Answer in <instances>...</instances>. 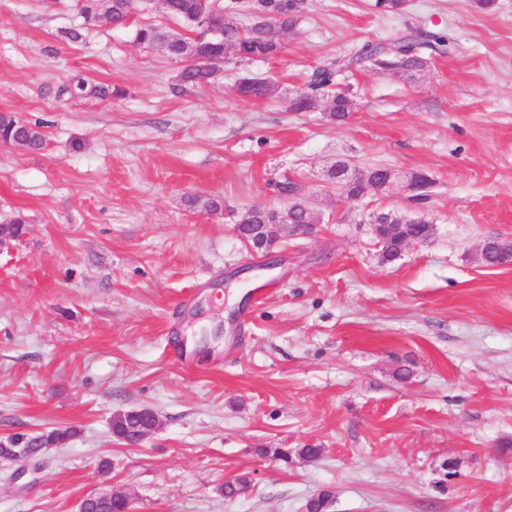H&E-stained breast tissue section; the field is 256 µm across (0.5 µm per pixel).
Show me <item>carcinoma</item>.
Returning a JSON list of instances; mask_svg holds the SVG:
<instances>
[{
    "label": "carcinoma",
    "mask_w": 512,
    "mask_h": 512,
    "mask_svg": "<svg viewBox=\"0 0 512 512\" xmlns=\"http://www.w3.org/2000/svg\"><path fill=\"white\" fill-rule=\"evenodd\" d=\"M305 0H239L224 4L214 0V24L224 32V43H215L204 37V32L193 22L192 13L196 0H165L164 10L170 16L183 20L191 36L163 30L152 24L140 25L134 33V43L140 46H161L168 56L184 63L179 84L174 91L179 93L185 87L204 86L214 77L213 60L232 54L241 61L273 59L283 51L282 33L296 26L304 10ZM132 9V0H110L109 13L104 23L114 27L127 25ZM248 19L242 23V19ZM453 50L454 42L440 34H398L387 44L367 42L353 54L336 60L332 65L313 70L306 81V88L299 98L289 105L291 111L327 112L334 122L343 121L352 108L349 90L339 82L341 75L365 63H372L382 69L394 70L407 80H415L428 68L429 58L421 49L435 46ZM237 93L257 101L279 97V87L267 79L244 78L237 86ZM59 96L70 98L109 99L122 96V90L115 86L93 84L78 77L62 85ZM0 139L4 143L17 141L34 150L43 145L45 135L40 125L32 124L10 115H0ZM389 168L373 166L366 170H350L348 163L338 160L327 169L329 183L341 188L351 199H363L369 190L383 184ZM273 191L280 199L292 203L283 209L255 206L247 209L238 220L244 225L246 239L256 249H268L279 238L277 226L291 224L304 227L311 212L298 198V183L284 176L272 182ZM379 222L377 233L382 244L383 258L396 259L403 249L401 234L396 230L399 223L390 212L375 215ZM149 419L130 413H119L112 419V434L122 443L130 439Z\"/></svg>",
    "instance_id": "1"
}]
</instances>
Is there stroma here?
Returning a JSON list of instances; mask_svg holds the SVG:
<instances>
[{
	"mask_svg": "<svg viewBox=\"0 0 512 512\" xmlns=\"http://www.w3.org/2000/svg\"><path fill=\"white\" fill-rule=\"evenodd\" d=\"M142 24L181 29L157 0L123 28L84 27L77 0H0V114L45 133L0 144V219L28 228L0 254V436L73 431L0 460V512L113 492L134 512H305L323 489L331 512H512V265L479 259L512 241V0H307L279 58L225 57L180 93V63L135 46ZM410 31L455 48L413 82L350 74L344 123L289 111L312 69ZM77 76L123 95L60 99ZM245 77L278 98L238 95ZM337 160L427 175L432 235L384 261L370 214L414 211L347 199L323 177ZM286 173L314 231L255 251L237 219L279 207ZM139 408L158 428L119 444L113 417ZM240 476L248 493L225 498ZM48 432H43L35 439V444L30 443L28 446L21 448L20 447H0V458H11L16 455L18 452V457L16 460H24L32 458L38 455L44 448H54L63 443L61 440H51L47 438Z\"/></svg>",
	"mask_w": 512,
	"mask_h": 512,
	"instance_id": "obj_1",
	"label": "stroma"
}]
</instances>
